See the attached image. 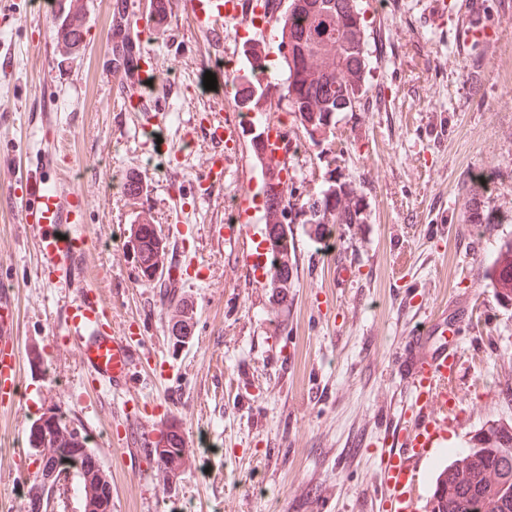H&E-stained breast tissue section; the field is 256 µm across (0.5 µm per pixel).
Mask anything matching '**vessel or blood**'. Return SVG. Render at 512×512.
I'll return each instance as SVG.
<instances>
[{"mask_svg":"<svg viewBox=\"0 0 512 512\" xmlns=\"http://www.w3.org/2000/svg\"><path fill=\"white\" fill-rule=\"evenodd\" d=\"M192 6L197 29L208 37L215 50H222L225 27L238 26L243 20L235 0H196ZM277 15L276 6L266 7L261 22L251 25L245 33L248 60L253 71L260 73L262 84L271 95L280 90L266 68L268 56L280 42ZM457 26L460 43L465 48L479 43L485 33L484 24L471 12L461 16ZM277 128L274 114H252L248 152L257 174L262 205L254 224L238 227L242 235L259 233L265 256V281L271 285L280 284L288 274L283 259L288 250L283 224L286 194L283 173L288 152L284 140L273 135ZM0 194H19L24 198L25 221L38 229L43 273H52L61 265L71 275L82 273L85 243L72 233L73 225L81 219L79 205L64 199L56 188L38 178L1 187ZM470 320L469 311L457 307L424 319L393 355V365L409 384L413 402L401 414L390 435L389 447L380 451V512H416L420 476L436 442L447 431L448 415L454 409L448 387L456 379L457 340L467 330ZM108 321V310L98 297L82 291L73 305L66 334L79 346L92 379L118 390L131 380L141 351L130 337L113 335L107 327ZM13 338L11 301L8 295L0 294V399L11 402L23 397L11 353Z\"/></svg>","mask_w":512,"mask_h":512,"instance_id":"obj_1","label":"vessel or blood"}]
</instances>
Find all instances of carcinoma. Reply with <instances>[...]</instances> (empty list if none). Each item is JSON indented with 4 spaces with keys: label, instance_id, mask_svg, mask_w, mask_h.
<instances>
[{
    "label": "carcinoma",
    "instance_id": "cac0c4a2",
    "mask_svg": "<svg viewBox=\"0 0 512 512\" xmlns=\"http://www.w3.org/2000/svg\"><path fill=\"white\" fill-rule=\"evenodd\" d=\"M53 33L65 54L76 49L88 34L82 0H58L53 16ZM280 48L286 79L282 97L309 138L336 125V115L353 110L363 94L362 78L368 69L364 51V27L355 0H289L280 15ZM127 0L112 3V36L132 35ZM333 55L335 67L324 65ZM302 223L321 227L326 224L362 223L359 200L354 189L338 180L327 184L319 194L297 204ZM134 251L142 272L157 254L155 231L140 228L135 234ZM498 263L501 270L494 288L512 292V241L505 246ZM186 449L171 445L154 449L159 466L175 458L173 469L184 464ZM39 466L31 475L37 481L46 471L59 470L71 475V486L82 501L93 496V486L84 479L85 453L62 458L52 444L35 450ZM447 481L434 480L429 512H512V426H491L479 434L478 443L458 454L448 464Z\"/></svg>",
    "mask_w": 512,
    "mask_h": 512
}]
</instances>
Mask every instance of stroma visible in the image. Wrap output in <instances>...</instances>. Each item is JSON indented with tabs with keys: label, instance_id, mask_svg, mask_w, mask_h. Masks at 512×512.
Segmentation results:
<instances>
[{
	"label": "stroma",
	"instance_id": "1",
	"mask_svg": "<svg viewBox=\"0 0 512 512\" xmlns=\"http://www.w3.org/2000/svg\"><path fill=\"white\" fill-rule=\"evenodd\" d=\"M85 45L62 60L51 31L53 0H0V185L44 157L50 185L80 198L74 233L88 244L83 276H44L35 231L17 203L0 205V288L12 289L23 401L0 405V504L27 512L36 470L32 424L60 414L93 440L112 484V512H378L376 459L411 394L392 366L414 325L449 303H468L473 324L460 342L457 422L437 460L492 423H512V299L491 288L512 240V0H356L370 70L366 95L338 115L323 145L278 108L296 149L288 190L302 199L329 176L355 190L364 221L337 227L326 256L313 225L289 224L288 302L260 268L246 264L259 236L232 239L224 201L254 175L239 152L208 198L196 180L218 147L201 126L213 56L190 9L166 26L143 23L147 0H128L140 47L160 74L145 100L129 96L108 64L112 0H84ZM481 3L491 47L459 52V15ZM167 114L159 133L141 104ZM130 176L145 194L121 190ZM475 197H467V189ZM153 221L160 274L141 276L133 256L136 211ZM478 220L465 230L463 217ZM122 246L127 263L112 262ZM351 269L347 281L337 264ZM95 293L112 331L139 339L148 356L123 390L91 381L77 344L62 334L79 291ZM189 325L172 333L175 321ZM174 414L189 459L176 476L158 469L136 438L146 422Z\"/></svg>",
	"mask_w": 512,
	"mask_h": 512
}]
</instances>
